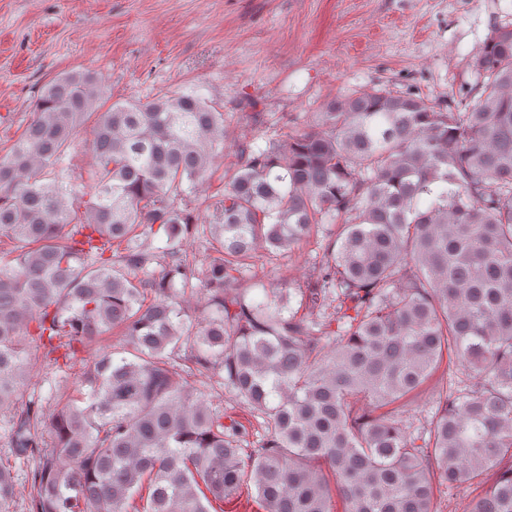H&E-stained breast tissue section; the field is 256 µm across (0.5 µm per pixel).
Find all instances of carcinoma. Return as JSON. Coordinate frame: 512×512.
I'll return each instance as SVG.
<instances>
[{"instance_id":"obj_1","label":"carcinoma","mask_w":512,"mask_h":512,"mask_svg":"<svg viewBox=\"0 0 512 512\" xmlns=\"http://www.w3.org/2000/svg\"><path fill=\"white\" fill-rule=\"evenodd\" d=\"M469 66L458 112L373 88L285 140L242 142L209 224L179 201L224 152L220 105L191 91L101 112L95 74L45 84L0 155V243L16 252L0 267V412L14 458L34 461L29 512H224L244 495L264 512H435L443 483L474 488L469 512H512V25ZM93 115L85 200L66 155ZM194 231L217 253L202 270L180 257ZM314 233L315 281L240 287L258 250ZM188 288L204 295L195 322ZM110 328L123 344L77 378L44 451V397L15 408L30 344L67 360ZM183 349L263 418L259 447L188 383ZM445 359L481 381L439 394L414 436L389 407ZM14 498L0 461V512Z\"/></svg>"}]
</instances>
